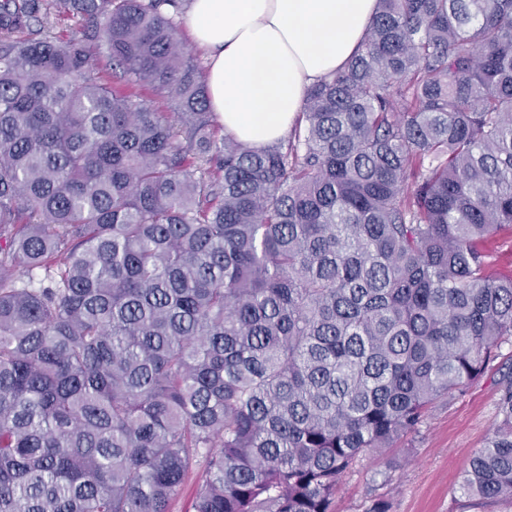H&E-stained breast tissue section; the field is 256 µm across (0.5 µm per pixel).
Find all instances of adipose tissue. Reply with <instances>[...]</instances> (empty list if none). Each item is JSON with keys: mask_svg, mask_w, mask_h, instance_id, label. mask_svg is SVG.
<instances>
[{"mask_svg": "<svg viewBox=\"0 0 512 512\" xmlns=\"http://www.w3.org/2000/svg\"><path fill=\"white\" fill-rule=\"evenodd\" d=\"M377 0H192L188 31L207 55L211 111L254 148L284 141L312 85L361 46Z\"/></svg>", "mask_w": 512, "mask_h": 512, "instance_id": "1", "label": "adipose tissue"}]
</instances>
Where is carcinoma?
Returning <instances> with one entry per match:
<instances>
[{
    "label": "carcinoma",
    "mask_w": 512,
    "mask_h": 512,
    "mask_svg": "<svg viewBox=\"0 0 512 512\" xmlns=\"http://www.w3.org/2000/svg\"><path fill=\"white\" fill-rule=\"evenodd\" d=\"M167 6L0 0V512H171L190 477L188 512H334L512 336L481 247L512 230V0H378L263 149ZM53 10L91 33L21 36ZM498 413L473 502L512 499V374Z\"/></svg>",
    "instance_id": "obj_1"
}]
</instances>
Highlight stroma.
<instances>
[{"mask_svg": "<svg viewBox=\"0 0 512 512\" xmlns=\"http://www.w3.org/2000/svg\"><path fill=\"white\" fill-rule=\"evenodd\" d=\"M462 398L433 409L416 433L386 453L371 452L341 477L335 512H364L379 495L391 512H512V502L472 506L459 487L469 457L491 438L500 417V379L512 369V339Z\"/></svg>", "mask_w": 512, "mask_h": 512, "instance_id": "35a3bbf8", "label": "stroma"}]
</instances>
